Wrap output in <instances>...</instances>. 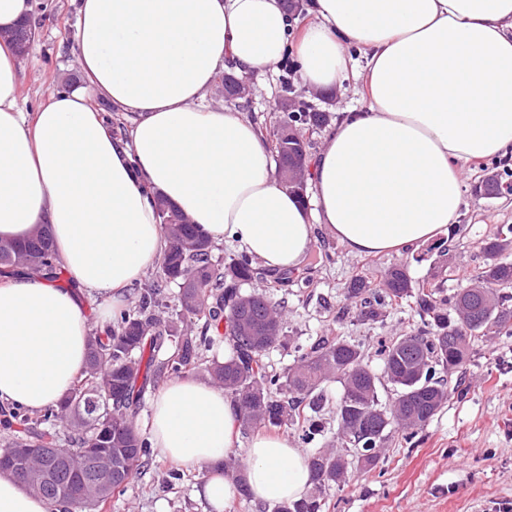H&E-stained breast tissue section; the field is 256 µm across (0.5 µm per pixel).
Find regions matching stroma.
<instances>
[{
    "label": "stroma",
    "instance_id": "stroma-1",
    "mask_svg": "<svg viewBox=\"0 0 512 512\" xmlns=\"http://www.w3.org/2000/svg\"><path fill=\"white\" fill-rule=\"evenodd\" d=\"M32 4L36 37L20 61V104L29 112L44 103L51 90L84 84L75 51L77 0ZM284 59L285 66L248 76L245 96L228 101L217 80L205 91L204 101L212 107L234 103L265 133L282 112L311 107L327 113V124L306 132L312 155H319L342 114L364 106L360 90L366 60L352 54L343 84L314 88L303 84L293 51H286ZM497 164L491 158L465 172L466 205L454 239L453 273L443 284L447 292L478 275L483 241L497 226L512 224V195L489 197L473 191L485 171ZM435 258L427 243L399 255H355L317 230L304 266L290 272L286 286L272 287L267 277L249 285L280 304L292 341L291 348L271 350L268 363L284 369L293 361L294 344L344 336L361 345L373 371H381L382 342L410 333L419 319L402 306L387 310L381 322H362L359 300L345 298L344 291L359 276L381 284L394 264L405 265L413 283L430 280ZM448 386L447 403L413 442L392 434L376 467L354 469L347 485L323 487L325 512H491L493 503L512 502V336L475 343L470 362L449 374ZM172 466L168 460L162 468L135 477L124 495L113 499L110 512H211L198 493L202 474L187 471L175 481L168 476Z\"/></svg>",
    "mask_w": 512,
    "mask_h": 512
}]
</instances>
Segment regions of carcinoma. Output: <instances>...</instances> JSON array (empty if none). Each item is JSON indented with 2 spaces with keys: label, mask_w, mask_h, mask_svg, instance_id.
I'll return each mask as SVG.
<instances>
[{
  "label": "carcinoma",
  "mask_w": 512,
  "mask_h": 512,
  "mask_svg": "<svg viewBox=\"0 0 512 512\" xmlns=\"http://www.w3.org/2000/svg\"><path fill=\"white\" fill-rule=\"evenodd\" d=\"M323 112H289L277 123L282 135L275 155L278 168L293 172L311 164L306 126L320 127ZM512 182L488 178L479 191L497 195ZM157 213L175 220L164 225L169 246L153 280L137 290V302L123 309L112 325L90 334L87 363L68 395L32 418L17 408L3 420V430L22 427L0 448V473L8 469L14 448L34 451L49 445L62 449L49 464L31 460L32 476L23 481L53 512H77L88 506L103 510L121 496L132 477L153 465L148 435L134 424L148 387L202 370L214 385L238 402L246 429L272 431L291 427L311 441L320 431L315 416L327 402L325 386L342 384L336 398L337 440L312 454L314 492L276 504L272 512H324L319 492L325 484L346 481L352 464L376 466L389 429L398 425L412 442L447 402L445 373L466 364L477 338L512 335V225L504 224L484 241L480 274L452 294L436 283L452 272L448 241L435 246L438 261L433 281L414 284L402 264L391 266L382 286L359 277L347 289L360 299L361 316L376 322L386 308L411 302L421 327L396 336L383 347V371L400 396L389 408L380 403V380L364 361L360 345L344 336H321L298 349L293 365L278 372L266 363L269 351L288 347L278 304L265 293H245L242 286L261 277L255 258L240 252L223 264L213 260V242L181 211L160 195ZM33 273L48 282H64V266L47 227L22 241L0 240V276ZM179 288V309L163 320L157 310L171 285ZM228 343L232 355L208 356L215 344ZM112 459V490L100 494L92 467H81V451ZM53 469L44 479L42 466Z\"/></svg>",
  "instance_id": "cac0c4a2"
}]
</instances>
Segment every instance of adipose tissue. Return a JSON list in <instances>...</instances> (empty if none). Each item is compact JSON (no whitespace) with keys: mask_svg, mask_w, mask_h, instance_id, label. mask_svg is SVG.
<instances>
[{"mask_svg":"<svg viewBox=\"0 0 512 512\" xmlns=\"http://www.w3.org/2000/svg\"><path fill=\"white\" fill-rule=\"evenodd\" d=\"M297 54L304 85L329 86L349 51L367 59L364 111L337 122L319 154L314 209L276 175L259 127L203 92L231 68L248 76L282 59L291 24L281 0H79L84 85L19 105V62L0 42V238L49 225L72 280H0V402L39 411L87 362L82 296L104 299L102 324L168 247L162 193L211 240L229 239L268 270L305 262L316 228L357 255L402 253L447 234L465 202L467 166L512 156V0H313ZM131 121L114 138L94 99ZM233 398L192 377L168 382L149 421L153 448L205 473L214 512L237 494L222 476L237 454L254 501L301 498L308 455L284 434L238 447ZM0 512H49L0 476Z\"/></svg>","mask_w":512,"mask_h":512,"instance_id":"adipose-tissue-1","label":"adipose tissue"}]
</instances>
